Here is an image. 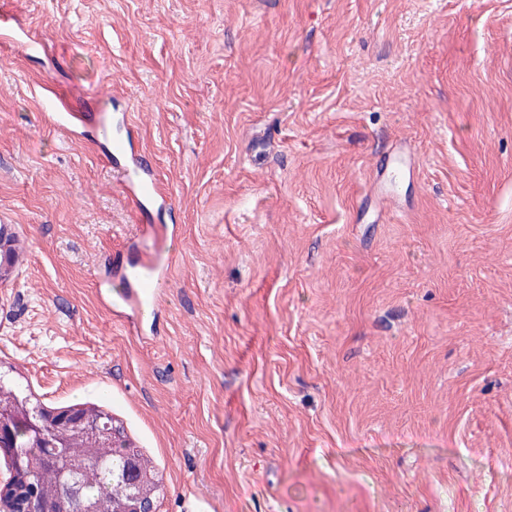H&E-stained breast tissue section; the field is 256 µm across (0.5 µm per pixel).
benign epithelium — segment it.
I'll list each match as a JSON object with an SVG mask.
<instances>
[{"mask_svg":"<svg viewBox=\"0 0 512 512\" xmlns=\"http://www.w3.org/2000/svg\"><path fill=\"white\" fill-rule=\"evenodd\" d=\"M49 429L55 448L67 450L69 466L82 469V481L94 480L96 473L83 468L87 458L122 452L127 461V476L136 492L126 498H114L84 504L81 488L60 485L53 461L47 456L22 460L13 456L12 443L17 430ZM0 453L12 458L8 475L0 476V512H55L65 502L66 512H156L154 480L143 460L127 449L121 434L96 414L48 415L39 423L23 414L12 420L0 419Z\"/></svg>","mask_w":512,"mask_h":512,"instance_id":"7a95c632","label":"benign epithelium"}]
</instances>
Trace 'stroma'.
I'll return each instance as SVG.
<instances>
[{"label":"stroma","mask_w":512,"mask_h":512,"mask_svg":"<svg viewBox=\"0 0 512 512\" xmlns=\"http://www.w3.org/2000/svg\"><path fill=\"white\" fill-rule=\"evenodd\" d=\"M2 19L43 46L0 44V371L108 413L158 512H512V0H0ZM104 87L162 213L112 178ZM172 226L140 334L104 287ZM40 105L43 110L50 111L48 114L52 117L56 127L67 131L70 134L74 135L77 132L79 125L83 123V120L79 115L64 107L61 102L43 98L40 100Z\"/></svg>","instance_id":"stroma-1"}]
</instances>
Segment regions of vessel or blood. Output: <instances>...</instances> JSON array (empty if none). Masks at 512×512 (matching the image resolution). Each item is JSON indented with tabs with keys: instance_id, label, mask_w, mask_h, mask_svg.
<instances>
[{
	"instance_id": "1",
	"label": "vessel or blood",
	"mask_w": 512,
	"mask_h": 512,
	"mask_svg": "<svg viewBox=\"0 0 512 512\" xmlns=\"http://www.w3.org/2000/svg\"><path fill=\"white\" fill-rule=\"evenodd\" d=\"M40 105L43 110L49 111L55 126L64 131L76 133L82 123L81 117L61 102L45 98ZM95 132L110 148L117 177L131 187L133 193L138 194L144 205L154 209L170 206L172 198L161 185L153 168L133 151L126 139L113 137L110 114H99ZM171 259L168 249L162 247L132 262L128 269L115 278L109 297L110 309L119 312L127 323H146L163 303L162 286L169 276Z\"/></svg>"
}]
</instances>
